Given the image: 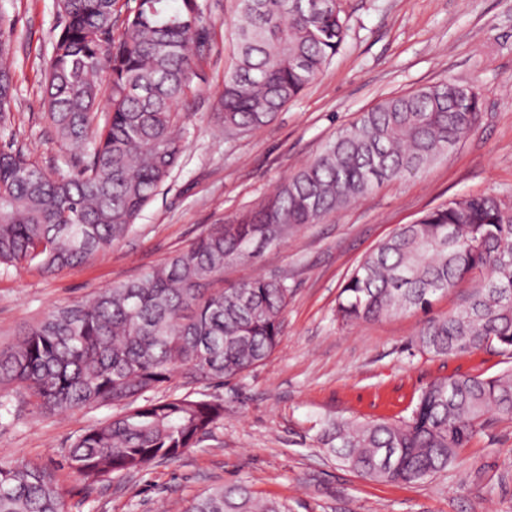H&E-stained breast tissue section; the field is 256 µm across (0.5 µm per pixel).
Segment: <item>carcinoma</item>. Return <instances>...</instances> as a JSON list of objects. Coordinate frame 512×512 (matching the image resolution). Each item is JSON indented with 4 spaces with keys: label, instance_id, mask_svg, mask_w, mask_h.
I'll list each match as a JSON object with an SVG mask.
<instances>
[{
    "label": "carcinoma",
    "instance_id": "obj_1",
    "mask_svg": "<svg viewBox=\"0 0 512 512\" xmlns=\"http://www.w3.org/2000/svg\"><path fill=\"white\" fill-rule=\"evenodd\" d=\"M64 26L46 71V120L84 150L75 171L50 173L19 148L0 151V266L33 262L57 274L125 239L185 150L184 122L202 61L207 0H56ZM126 14L114 35L115 19ZM236 56L214 122L228 137L269 125L340 51L338 0H236ZM13 27L0 12V129L12 127ZM479 100L441 81L393 95L341 129L296 173L232 224H214L133 280L55 306L0 351V389L24 391L40 411L112 406L67 449L87 480L137 473L208 438L224 405L189 394L150 398L179 373L229 380L264 363L284 331L288 285L253 276L214 286L224 264L253 258L376 187L419 173L474 128ZM479 271L452 314L417 343L436 356L498 346L512 353V199L464 196L400 227L348 278L336 306L345 324L408 311ZM512 418V369L438 379L398 421L323 423L327 452L359 476L424 482L459 463L489 412ZM0 512H66L51 474L0 465ZM186 512H288L241 483L195 497Z\"/></svg>",
    "mask_w": 512,
    "mask_h": 512
}]
</instances>
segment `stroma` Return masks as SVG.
Returning a JSON list of instances; mask_svg holds the SVG:
<instances>
[{
    "label": "stroma",
    "instance_id": "obj_1",
    "mask_svg": "<svg viewBox=\"0 0 512 512\" xmlns=\"http://www.w3.org/2000/svg\"><path fill=\"white\" fill-rule=\"evenodd\" d=\"M198 92L185 123V151L121 242L50 275L37 264L0 267V347L60 303L82 301L166 262L211 225L233 221L313 159L343 126L387 97L451 80L472 89L481 111L454 151L424 171L384 183L365 199L251 260L224 267L232 287L254 274L289 287L285 329L273 355L242 376L190 383L174 376L166 394L198 391L223 402L210 437L177 460L97 483L65 453L112 408L37 411L17 391L0 408V464L39 463L56 478L68 512H184L196 495L247 483L290 512H512V419L488 414L461 463L416 484L364 479L318 439L329 419L365 422L409 416L431 382L512 368L498 348L451 356L420 351L428 320L453 312L476 288L474 273L440 294L428 312L345 325L341 288L356 266L399 227L463 195L512 196V0H341L348 35L338 54L274 121L230 139L213 112L231 65L235 0H208ZM13 22L15 123L10 136L41 167L67 171L72 148L57 142L40 85L61 28L55 0H0Z\"/></svg>",
    "mask_w": 512,
    "mask_h": 512
}]
</instances>
